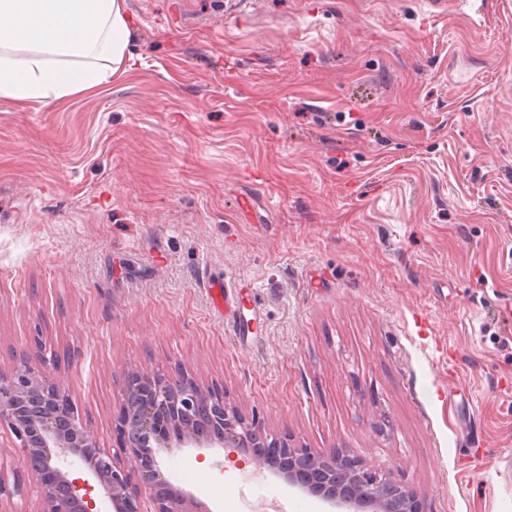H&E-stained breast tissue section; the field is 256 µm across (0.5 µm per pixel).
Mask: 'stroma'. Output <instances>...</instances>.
Listing matches in <instances>:
<instances>
[{"mask_svg":"<svg viewBox=\"0 0 512 512\" xmlns=\"http://www.w3.org/2000/svg\"><path fill=\"white\" fill-rule=\"evenodd\" d=\"M126 6L111 86L0 101V371H48L118 457L126 377L184 372L421 512H512V0ZM203 267L243 283L249 340ZM17 454L1 428L0 512H39ZM196 454L158 460L213 512L327 510Z\"/></svg>","mask_w":512,"mask_h":512,"instance_id":"stroma-1","label":"stroma"}]
</instances>
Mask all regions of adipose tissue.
Returning <instances> with one entry per match:
<instances>
[{"mask_svg":"<svg viewBox=\"0 0 512 512\" xmlns=\"http://www.w3.org/2000/svg\"><path fill=\"white\" fill-rule=\"evenodd\" d=\"M134 40L125 0H0V100L49 106L110 85Z\"/></svg>","mask_w":512,"mask_h":512,"instance_id":"ef3b65f1","label":"adipose tissue"}]
</instances>
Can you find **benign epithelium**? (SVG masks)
<instances>
[{"label": "benign epithelium", "instance_id": "benign-epithelium-1", "mask_svg": "<svg viewBox=\"0 0 512 512\" xmlns=\"http://www.w3.org/2000/svg\"><path fill=\"white\" fill-rule=\"evenodd\" d=\"M1 424L20 441L15 472L38 489L40 512H91L92 482L112 512H142L134 470L142 475L154 512H210L165 478L157 460L160 448H223L226 458L262 464L339 512H414L417 493L409 484L336 447L312 453L281 445L185 376L127 379L118 416L124 462L83 427L64 388L24 364L8 375L0 372Z\"/></svg>", "mask_w": 512, "mask_h": 512}]
</instances>
